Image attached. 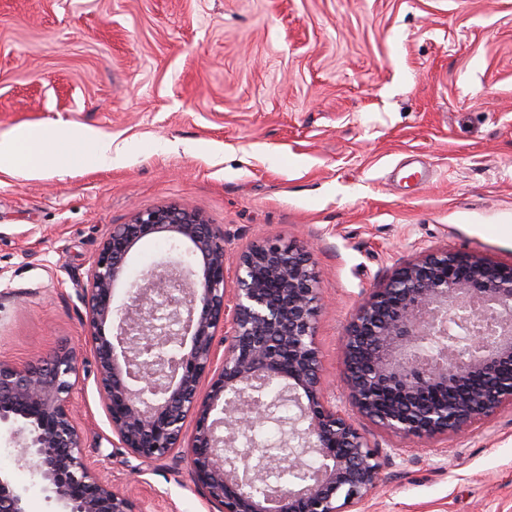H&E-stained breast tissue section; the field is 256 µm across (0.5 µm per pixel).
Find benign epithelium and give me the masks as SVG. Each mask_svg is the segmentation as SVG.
Segmentation results:
<instances>
[{"label": "benign epithelium", "mask_w": 512, "mask_h": 512, "mask_svg": "<svg viewBox=\"0 0 512 512\" xmlns=\"http://www.w3.org/2000/svg\"><path fill=\"white\" fill-rule=\"evenodd\" d=\"M173 233L201 257L156 264L113 306L126 259L142 239ZM224 234L175 205L137 211L113 227L82 299L96 379L117 438L143 461L182 448L185 418L195 433L184 449L195 481L222 512H362L382 481L378 454L320 386L314 320L320 308L309 253L297 246L254 245L240 253L233 305L226 304ZM176 326L171 365L141 341ZM224 344L219 352L218 344ZM221 367L209 388L203 378ZM512 267L447 249L401 267L360 304L345 338L343 375L357 413L401 438L459 435L512 406ZM76 356L59 350L47 363L0 360V437L17 467L40 477L53 512H145L103 481L84 453L71 410ZM459 393L453 407L433 391ZM295 414L286 457L254 450V468L237 465L241 437L283 404ZM317 470L302 475L304 456ZM0 512H27L24 493L0 474Z\"/></svg>", "instance_id": "benign-epithelium-1"}]
</instances>
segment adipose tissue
<instances>
[{"label":"adipose tissue","instance_id":"1","mask_svg":"<svg viewBox=\"0 0 512 512\" xmlns=\"http://www.w3.org/2000/svg\"><path fill=\"white\" fill-rule=\"evenodd\" d=\"M111 166L112 138L82 125L17 128L0 138V171L17 167L33 171H62L82 160Z\"/></svg>","mask_w":512,"mask_h":512}]
</instances>
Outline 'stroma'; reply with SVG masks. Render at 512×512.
Instances as JSON below:
<instances>
[{
    "label": "stroma",
    "mask_w": 512,
    "mask_h": 512,
    "mask_svg": "<svg viewBox=\"0 0 512 512\" xmlns=\"http://www.w3.org/2000/svg\"><path fill=\"white\" fill-rule=\"evenodd\" d=\"M76 123L124 159L0 172V359L73 351L86 451L148 512H219L188 461L112 445L81 292L112 228L178 205L236 256L306 246L322 299L321 385L340 406L357 307L429 250L512 265V0H0V135ZM167 235L128 256L116 303ZM382 481L364 512H512V407L466 435L400 439L363 418ZM0 471L49 512L40 478Z\"/></svg>",
    "instance_id": "1"
}]
</instances>
